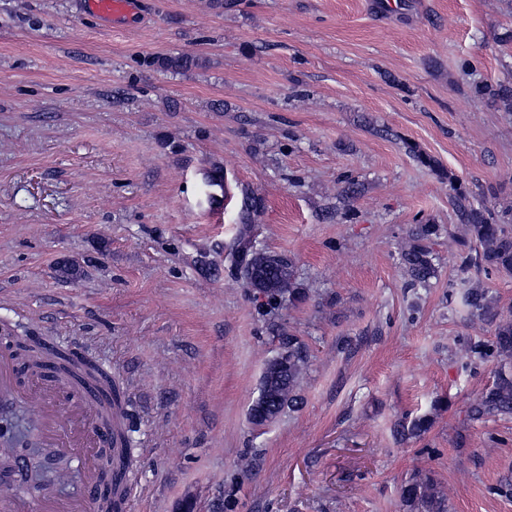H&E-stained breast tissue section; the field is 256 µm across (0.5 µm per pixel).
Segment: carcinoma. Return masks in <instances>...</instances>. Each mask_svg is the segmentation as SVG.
Masks as SVG:
<instances>
[{"mask_svg": "<svg viewBox=\"0 0 512 512\" xmlns=\"http://www.w3.org/2000/svg\"><path fill=\"white\" fill-rule=\"evenodd\" d=\"M150 65L163 72L180 74L199 66L200 61L193 56L170 54L153 58ZM492 97L502 109L512 110V84L497 85ZM448 184L453 191L460 222L465 226V237L457 240L461 250L456 255L465 276L455 284L459 288L455 295L468 316L494 324L491 339L473 343L471 352L481 362L494 360L498 364L492 385L470 402L468 414L476 421L489 417L512 418V318L493 310L486 289L468 286L470 273L477 278L482 275L512 276V207L496 210L476 205L470 202L469 193L459 179L450 175ZM256 211L257 205L250 203L240 215L242 228L234 248L239 273L247 287L264 293L269 305L278 306L285 300L291 304L300 299L292 262L285 256L258 247L247 234V224L252 222ZM440 232L438 224H419L404 243L401 266L407 276L406 287H424L436 277L431 245ZM0 336L13 339L25 367L37 372L48 366L69 385L84 386L95 382L105 392L107 406L103 415L112 424L118 444V462L112 463L111 482L106 486V494L96 506V512H120L126 495L124 473L136 462L127 434L123 382L93 359H77L67 349L59 347L51 355H45L40 343L15 334L6 319H0ZM278 356L284 363L272 359L263 371L259 395L249 412L253 424H268L298 405L296 390L307 364L306 348L297 337L288 336ZM430 425L429 419L418 417L408 425L401 424L397 432L419 436ZM400 500L403 512H448V499L430 473H419L404 483L400 488Z\"/></svg>", "mask_w": 512, "mask_h": 512, "instance_id": "1", "label": "carcinoma"}]
</instances>
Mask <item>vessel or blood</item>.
<instances>
[{"instance_id":"1","label":"vessel or blood","mask_w":512,"mask_h":512,"mask_svg":"<svg viewBox=\"0 0 512 512\" xmlns=\"http://www.w3.org/2000/svg\"><path fill=\"white\" fill-rule=\"evenodd\" d=\"M87 12L96 16L103 26H130L137 22L141 0H84ZM29 398L42 409L37 429L38 442L60 454L73 453L91 440L94 455L85 473V482L77 500L61 501L51 494L33 500L12 489L0 491V512H93L103 494L99 468L109 458L112 431L93 412L100 400L90 387L78 389L59 383L52 372L35 377L34 388H27L19 379L18 368L8 347H0V400L22 401Z\"/></svg>"}]
</instances>
